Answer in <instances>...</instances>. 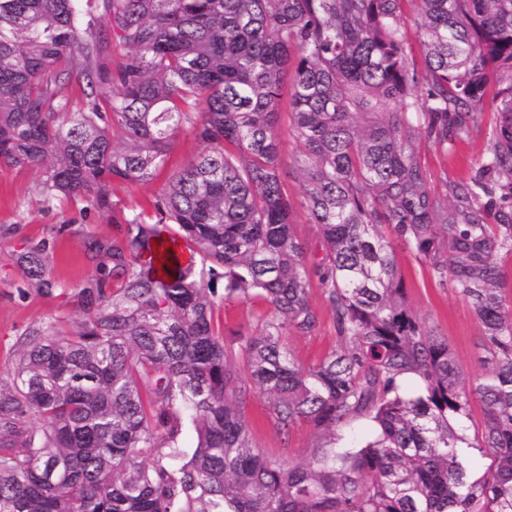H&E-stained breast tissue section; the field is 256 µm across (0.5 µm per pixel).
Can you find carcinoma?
Wrapping results in <instances>:
<instances>
[{
    "label": "carcinoma",
    "mask_w": 512,
    "mask_h": 512,
    "mask_svg": "<svg viewBox=\"0 0 512 512\" xmlns=\"http://www.w3.org/2000/svg\"><path fill=\"white\" fill-rule=\"evenodd\" d=\"M289 77L317 255L280 167ZM492 80L495 140L450 203L416 142L470 134ZM187 124L204 152L149 215L118 208L112 185L153 180ZM30 167L118 235L85 242L84 319L26 330L0 385V512H512V0H0V172ZM396 241L471 307L491 363L471 383L408 305ZM52 251L24 254L29 287L54 288ZM314 277L339 346L303 366L288 337L320 326ZM233 301L269 316L231 346L215 313ZM258 391L280 432L313 426V461L254 446ZM363 417L374 438L336 446ZM471 449L492 457L481 480ZM402 29L407 33L409 38V45L412 48L411 56L415 65L419 69L424 67V58L419 47V43L416 40V29H417V15L414 6L411 4L405 5L404 12L401 18Z\"/></svg>",
    "instance_id": "carcinoma-1"
}]
</instances>
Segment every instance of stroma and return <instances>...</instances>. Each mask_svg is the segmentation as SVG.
<instances>
[{
	"label": "stroma",
	"mask_w": 512,
	"mask_h": 512,
	"mask_svg": "<svg viewBox=\"0 0 512 512\" xmlns=\"http://www.w3.org/2000/svg\"><path fill=\"white\" fill-rule=\"evenodd\" d=\"M496 136L492 112L468 137L453 148L441 150L427 139L417 148L430 175V185L439 194L451 193L454 184L469 179L487 156ZM42 173L28 168L0 173V384L14 378L15 353L21 334L41 322L72 331L83 318L79 286L92 274L85 256L87 237L112 238L116 228L112 216L84 211L82 203L59 202L41 193ZM56 241L53 268L55 286L45 294L29 288L21 258L30 242L41 238ZM396 261L406 286L411 308L428 329L447 337L466 380L480 377L485 352L479 344L480 327L468 304L448 284L439 282L428 266L404 248H397ZM310 299L321 316V324L310 336H289L288 348L296 362L316 363L337 344L333 315L319 286H312ZM268 395L255 393L246 416L251 437L267 456L290 465L311 461L320 444L316 431L298 423L290 434H282L269 417Z\"/></svg>",
	"instance_id": "obj_1"
}]
</instances>
